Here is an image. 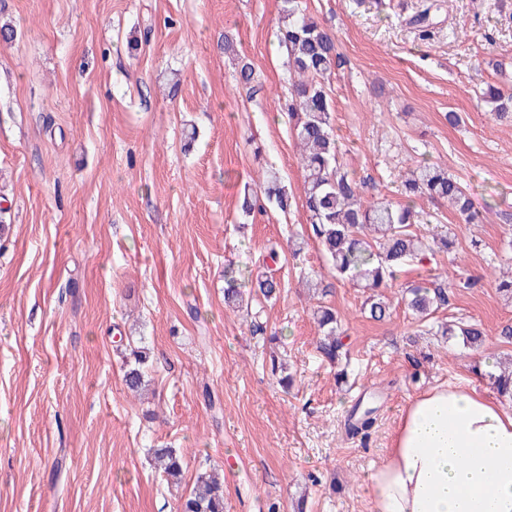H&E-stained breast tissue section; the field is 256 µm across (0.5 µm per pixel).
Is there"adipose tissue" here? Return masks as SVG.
Returning a JSON list of instances; mask_svg holds the SVG:
<instances>
[{
    "instance_id": "obj_1",
    "label": "adipose tissue",
    "mask_w": 512,
    "mask_h": 512,
    "mask_svg": "<svg viewBox=\"0 0 512 512\" xmlns=\"http://www.w3.org/2000/svg\"><path fill=\"white\" fill-rule=\"evenodd\" d=\"M368 512H512V409L466 383L411 397L370 475Z\"/></svg>"
}]
</instances>
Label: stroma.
Masks as SVG:
<instances>
[{"label":"stroma","instance_id":"1","mask_svg":"<svg viewBox=\"0 0 512 512\" xmlns=\"http://www.w3.org/2000/svg\"><path fill=\"white\" fill-rule=\"evenodd\" d=\"M307 6L345 59L325 85L341 166L367 179L365 201H401L400 173L424 159L487 210L468 224L448 203L418 202L455 244L382 289L381 322L352 281L308 292L303 277L329 267L316 241L287 249L309 231L303 208L238 209L270 168L303 196L280 0H0L17 32L0 42V512H179L216 466L225 512H366V477L409 397L448 382L496 396L488 373L512 361L497 336L512 320L497 289L512 275V121L482 93L512 89V0ZM424 10L425 41L410 23ZM228 38L260 94L241 85ZM273 250L269 344L225 308L224 270L262 269ZM433 269L448 275L437 320L481 324L480 350L426 334L407 310L406 287ZM320 303L347 337L337 367L316 349ZM130 340L152 362L139 396L123 381ZM273 351L288 355L289 390L270 373ZM359 402L376 421L352 436ZM155 448L181 454L179 485L151 465Z\"/></svg>","mask_w":512,"mask_h":512}]
</instances>
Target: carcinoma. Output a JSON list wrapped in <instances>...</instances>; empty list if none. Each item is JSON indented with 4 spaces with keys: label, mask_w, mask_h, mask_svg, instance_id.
Segmentation results:
<instances>
[{
    "label": "carcinoma",
    "mask_w": 512,
    "mask_h": 512,
    "mask_svg": "<svg viewBox=\"0 0 512 512\" xmlns=\"http://www.w3.org/2000/svg\"><path fill=\"white\" fill-rule=\"evenodd\" d=\"M279 41L285 46L288 70L297 75L291 85L288 117L300 148V164L304 176L303 207L311 224L312 237L325 253L331 270L344 279L357 280L374 291L366 301L371 319L382 321L388 306L377 289L394 279L409 260L432 250V245L445 251L452 242L445 229L433 232L432 244H426L411 230L418 214L415 200L427 197L444 200L456 208L469 224L484 223L485 216L467 193L461 181L437 165L423 162L411 170L401 182L404 202L363 201L358 183L341 171L339 149L332 128V102L324 87L325 77L339 68L342 56L336 40L307 13L304 0H280ZM485 98L496 103L493 111L498 119L512 116V93L494 87ZM263 191L269 202L286 212L294 199L274 173L266 175ZM224 302L241 310L258 328L259 312L244 304L245 297L266 302L277 299L280 281L271 270L253 273L224 271ZM448 281L441 278L430 286L413 284L406 288V306L416 319L426 322L439 309L448 305ZM312 320L320 339L317 350L331 364H336L344 348L335 312L320 305L312 311ZM434 331L427 330V333ZM434 333L458 336L464 346L475 350L485 342V334L477 323L439 324ZM124 382L132 392L146 386L148 352L145 347L131 349ZM271 372L288 388L291 377L276 352L270 355ZM155 469L163 473L169 484H178L183 466L181 456L173 448L153 449ZM180 512H224V470L211 468L197 475L194 487L183 500Z\"/></svg>",
    "instance_id": "1"
}]
</instances>
